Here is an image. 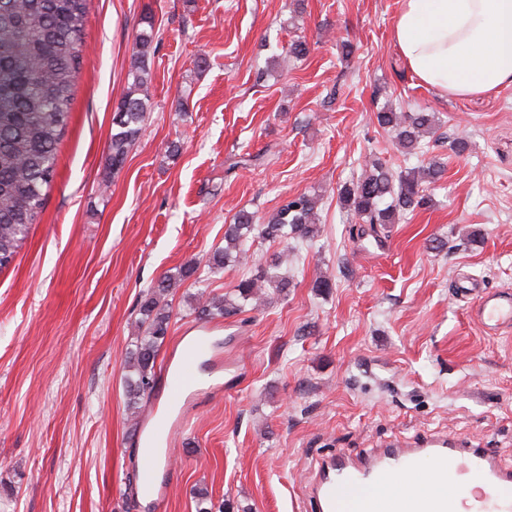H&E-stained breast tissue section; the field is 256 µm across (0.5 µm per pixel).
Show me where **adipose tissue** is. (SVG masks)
Here are the masks:
<instances>
[{
  "label": "adipose tissue",
  "instance_id": "obj_1",
  "mask_svg": "<svg viewBox=\"0 0 512 512\" xmlns=\"http://www.w3.org/2000/svg\"><path fill=\"white\" fill-rule=\"evenodd\" d=\"M392 40L440 94L471 98L512 85V0H400Z\"/></svg>",
  "mask_w": 512,
  "mask_h": 512
}]
</instances>
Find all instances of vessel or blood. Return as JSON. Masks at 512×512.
Returning a JSON list of instances; mask_svg holds the SVG:
<instances>
[{
	"label": "vessel or blood",
	"instance_id": "b4317fda",
	"mask_svg": "<svg viewBox=\"0 0 512 512\" xmlns=\"http://www.w3.org/2000/svg\"><path fill=\"white\" fill-rule=\"evenodd\" d=\"M474 317L485 332L494 333L512 326V292H479ZM215 342L209 329H197L185 347L181 359L166 369L171 396L185 398L199 392L196 364L211 355ZM168 417L159 415L148 433L149 449L143 457L141 481L151 497L153 512H162L170 495L169 486L158 485L157 447L167 440ZM475 479L483 494L471 512H512V496L503 497L501 489L512 485V468L503 467L494 449L477 441L448 437H422L378 448L355 460L343 454L326 456L319 462L309 487L311 512H340L363 485L378 488V496L367 499L365 512H455L452 487Z\"/></svg>",
	"mask_w": 512,
	"mask_h": 512
}]
</instances>
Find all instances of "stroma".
I'll return each mask as SVG.
<instances>
[{
  "mask_svg": "<svg viewBox=\"0 0 512 512\" xmlns=\"http://www.w3.org/2000/svg\"><path fill=\"white\" fill-rule=\"evenodd\" d=\"M398 8L91 0L43 211L0 269V512H148L141 422L162 405L185 418L159 467L163 512H196L202 491L224 512H310L317 461L418 434L474 438L512 466V330L486 335L468 294L512 291V86L458 99L422 85L391 39ZM147 15L151 109L112 174V115ZM297 38L307 56L273 63ZM387 106L436 113L426 155L446 172L381 249L353 235L337 189L371 157L397 172L420 165L378 126ZM458 137L461 155L449 148ZM303 192L321 229L293 244L287 294L212 320L224 367H197L210 392L175 400L160 385L131 418L124 363L141 295L223 247L239 211L262 218ZM250 273L178 280L157 376L195 326L198 294ZM321 275L330 293L313 289Z\"/></svg>",
  "mask_w": 512,
  "mask_h": 512,
  "instance_id": "1",
  "label": "stroma"
}]
</instances>
